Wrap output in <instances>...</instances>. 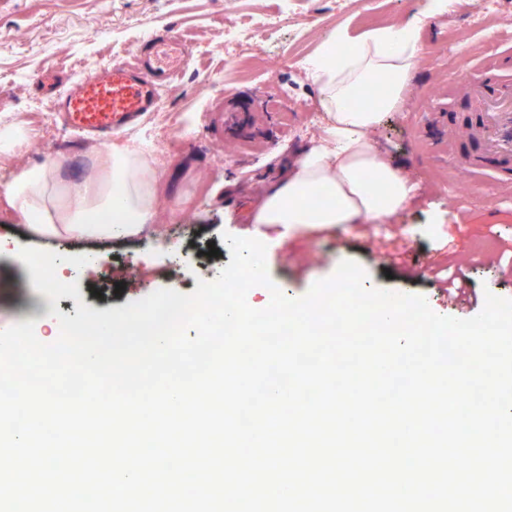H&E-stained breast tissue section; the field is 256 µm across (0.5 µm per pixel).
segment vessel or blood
Listing matches in <instances>:
<instances>
[{
    "instance_id": "1",
    "label": "vessel or blood",
    "mask_w": 512,
    "mask_h": 512,
    "mask_svg": "<svg viewBox=\"0 0 512 512\" xmlns=\"http://www.w3.org/2000/svg\"><path fill=\"white\" fill-rule=\"evenodd\" d=\"M176 44L165 36L150 43L148 59L135 58L112 64L107 79L98 72L83 74L81 80L61 97L62 109L85 92L98 94L99 121L92 130L107 134L132 121L138 113L156 107L158 89L171 82L178 70L174 60ZM466 97L471 118L464 133L475 144V151L463 158L464 166H475L487 159L502 163L501 177L512 179V92L497 89L486 77L477 76L468 84Z\"/></svg>"
}]
</instances>
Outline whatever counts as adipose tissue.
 <instances>
[{
	"mask_svg": "<svg viewBox=\"0 0 512 512\" xmlns=\"http://www.w3.org/2000/svg\"><path fill=\"white\" fill-rule=\"evenodd\" d=\"M426 0L404 23L351 33L338 28L311 59L329 117L331 146L307 150L266 195L254 215L257 224H275L299 233L314 225L358 224L395 215L410 199L402 171L372 136L383 117L398 111L416 71L420 33L441 9ZM99 173L69 182L57 196L47 164L15 174L0 191V210L40 238L109 240L133 237L153 220L160 183L151 157L124 144L97 160ZM331 187L332 206L316 209L310 191Z\"/></svg>",
	"mask_w": 512,
	"mask_h": 512,
	"instance_id": "1",
	"label": "adipose tissue"
}]
</instances>
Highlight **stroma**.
<instances>
[{
	"mask_svg": "<svg viewBox=\"0 0 512 512\" xmlns=\"http://www.w3.org/2000/svg\"><path fill=\"white\" fill-rule=\"evenodd\" d=\"M478 0H459L456 15L430 18L420 45L428 47L451 28L468 31L462 58L443 65L419 61L399 111L389 113L374 136L414 191L397 215L381 224L313 226L297 235L254 224L249 214L267 190L324 134L319 85L312 73L281 62L314 54L344 25L367 28L359 0H294L292 22L257 38L250 52L260 82L237 77L224 56V24L248 25L279 0H237L225 15L224 0H0V123L39 113L42 146L0 157V187L21 168L57 164L65 182L95 171L93 154L120 142L139 147L152 134L161 185L151 226L135 238L60 241L30 238L21 222L0 212V330L40 320L51 310L75 316L77 303L96 311L126 306L169 288L188 294L198 280H214L231 260L221 235L265 243L270 278L290 298L334 274L345 259L365 270V284L398 294L424 296L437 314L477 315L485 292L512 298V184L496 180L494 163L480 168L454 162L445 147L449 125L467 112L458 89L486 67L495 50L512 55V0L477 22ZM175 34L182 60L159 107L113 133L96 138L68 123L60 95L121 48L145 45V31ZM290 94L289 109L272 106L278 86ZM254 99L241 134L211 135L218 99ZM219 254L207 256L208 246ZM32 246L61 255H88L75 270L80 296L58 302L38 292L28 266L18 259Z\"/></svg>",
	"mask_w": 512,
	"mask_h": 512,
	"instance_id": "stroma-1",
	"label": "stroma"
}]
</instances>
